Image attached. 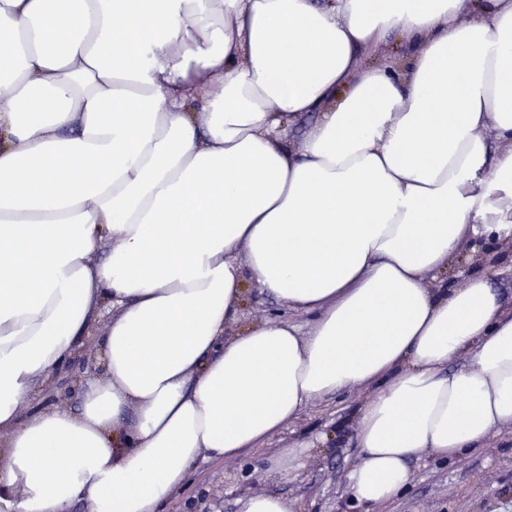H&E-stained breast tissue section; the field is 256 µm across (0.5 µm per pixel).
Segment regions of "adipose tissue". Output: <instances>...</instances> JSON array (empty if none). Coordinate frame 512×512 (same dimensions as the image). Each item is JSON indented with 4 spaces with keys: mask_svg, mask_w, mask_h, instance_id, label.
Returning <instances> with one entry per match:
<instances>
[{
    "mask_svg": "<svg viewBox=\"0 0 512 512\" xmlns=\"http://www.w3.org/2000/svg\"><path fill=\"white\" fill-rule=\"evenodd\" d=\"M510 235L512 0H0V512H163L352 386L391 501L512 429ZM248 281L309 331L230 333ZM105 303L104 380L23 416ZM493 257L497 273L491 279V286L498 293L506 311L512 310V239L498 240L485 245Z\"/></svg>",
    "mask_w": 512,
    "mask_h": 512,
    "instance_id": "adipose-tissue-1",
    "label": "adipose tissue"
}]
</instances>
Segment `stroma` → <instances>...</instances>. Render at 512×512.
Returning <instances> with one entry per match:
<instances>
[{"label":"stroma","instance_id":"35a3bbf8","mask_svg":"<svg viewBox=\"0 0 512 512\" xmlns=\"http://www.w3.org/2000/svg\"><path fill=\"white\" fill-rule=\"evenodd\" d=\"M496 273L491 286L505 310H512V239L486 244ZM278 319L307 326V315L288 309L252 283H245L239 326ZM106 319L95 321L72 359L54 370L58 384L37 390L32 409L78 411L80 378H100V371L83 372L84 354H100L99 340ZM369 397L360 389L344 390L315 400L299 417L258 448L237 459L199 458L190 468L185 486L166 512H240L242 500L258 493L286 498L293 512H366L352 503L345 487L347 469L357 460L355 430L359 407ZM321 439L318 448L302 453L296 468L283 476L271 469L284 448L300 440ZM408 486L386 506L373 512H512V433L490 436L480 447L455 461L417 456L408 462Z\"/></svg>","mask_w":512,"mask_h":512}]
</instances>
